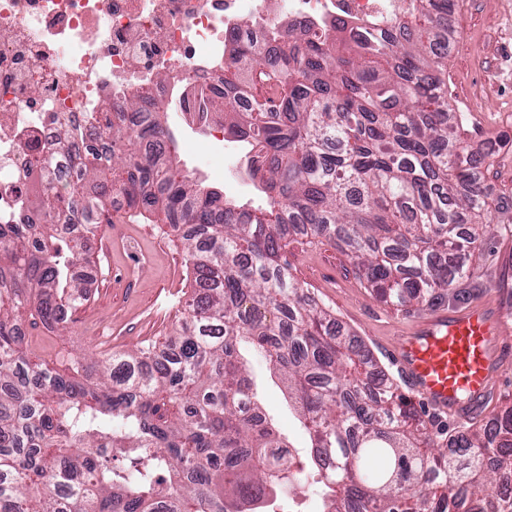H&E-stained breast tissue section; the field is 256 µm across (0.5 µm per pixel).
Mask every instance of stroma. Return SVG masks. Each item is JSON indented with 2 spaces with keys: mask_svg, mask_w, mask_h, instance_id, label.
<instances>
[{
  "mask_svg": "<svg viewBox=\"0 0 512 512\" xmlns=\"http://www.w3.org/2000/svg\"><path fill=\"white\" fill-rule=\"evenodd\" d=\"M450 24L456 38L448 47V115H463L461 139L476 145L499 133L512 136V0H458ZM167 121L181 164L192 177L226 198L258 203L243 144L229 138L214 141L210 129L180 121L175 111ZM486 248L496 278L487 292H473L471 298L494 297L512 313V234L494 231ZM92 251L97 268L89 279V300L71 314L64 334L23 317L25 340L35 355L53 359L66 349L130 352L148 342H164L182 317L189 262L180 240L159 217L113 213ZM285 256L294 276L331 318L361 339L382 368H390L384 348L390 328L406 325L417 310L379 301L365 288L352 260L328 242L293 235ZM249 360L264 411L292 444L300 465L308 466V436L287 394L263 359L253 354Z\"/></svg>",
  "mask_w": 512,
  "mask_h": 512,
  "instance_id": "35a3bbf8",
  "label": "stroma"
}]
</instances>
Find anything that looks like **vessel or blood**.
<instances>
[{"instance_id": "obj_1", "label": "vessel or blood", "mask_w": 512, "mask_h": 512, "mask_svg": "<svg viewBox=\"0 0 512 512\" xmlns=\"http://www.w3.org/2000/svg\"><path fill=\"white\" fill-rule=\"evenodd\" d=\"M388 351L428 411L469 422L488 413L499 376L512 367V325L486 299L423 317L393 337Z\"/></svg>"}]
</instances>
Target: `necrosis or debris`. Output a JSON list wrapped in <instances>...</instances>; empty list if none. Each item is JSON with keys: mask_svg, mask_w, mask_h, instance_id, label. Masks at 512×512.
<instances>
[{"mask_svg": "<svg viewBox=\"0 0 512 512\" xmlns=\"http://www.w3.org/2000/svg\"><path fill=\"white\" fill-rule=\"evenodd\" d=\"M297 21L361 18L387 25L395 0H281ZM270 0H0V223H16L41 186L30 155L54 158L55 188L72 179L58 154L62 117L87 125L131 93L168 100L209 91L242 18Z\"/></svg>", "mask_w": 512, "mask_h": 512, "instance_id": "obj_1", "label": "necrosis or debris"}]
</instances>
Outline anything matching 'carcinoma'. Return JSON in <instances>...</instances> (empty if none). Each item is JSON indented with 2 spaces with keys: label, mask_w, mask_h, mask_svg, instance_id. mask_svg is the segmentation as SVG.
I'll return each instance as SVG.
<instances>
[{
  "label": "carcinoma",
  "mask_w": 512,
  "mask_h": 512,
  "mask_svg": "<svg viewBox=\"0 0 512 512\" xmlns=\"http://www.w3.org/2000/svg\"><path fill=\"white\" fill-rule=\"evenodd\" d=\"M454 2L400 0L382 30L290 20L260 39L230 34L218 85L184 109L224 115L248 146L262 206L226 200L179 167L164 120L175 102L131 94L86 130L62 127L69 189L34 196L36 222L0 224V512H266L315 473L323 512H512L495 495L512 471V405L436 442L432 420L281 253L289 231L325 240L396 306L456 303L492 283L482 259L504 206L484 164L507 136L474 146L448 127ZM147 106L144 127L127 130L129 112ZM86 138L104 144L83 151ZM115 193L179 234L187 317L174 338L131 353H74L64 370L37 362L17 314L64 329L88 301L80 269ZM247 346L285 385L315 473L291 470Z\"/></svg>",
  "instance_id": "carcinoma-1"
}]
</instances>
